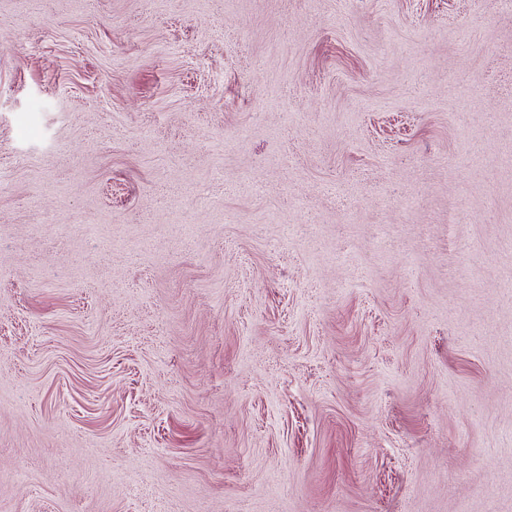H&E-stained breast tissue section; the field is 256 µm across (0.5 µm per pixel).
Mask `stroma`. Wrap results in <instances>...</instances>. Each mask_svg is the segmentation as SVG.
Here are the masks:
<instances>
[{
  "instance_id": "stroma-1",
  "label": "stroma",
  "mask_w": 512,
  "mask_h": 512,
  "mask_svg": "<svg viewBox=\"0 0 512 512\" xmlns=\"http://www.w3.org/2000/svg\"><path fill=\"white\" fill-rule=\"evenodd\" d=\"M512 0H0V512H512Z\"/></svg>"
}]
</instances>
